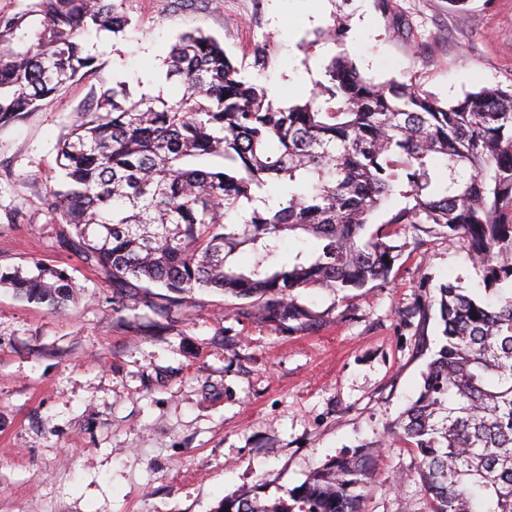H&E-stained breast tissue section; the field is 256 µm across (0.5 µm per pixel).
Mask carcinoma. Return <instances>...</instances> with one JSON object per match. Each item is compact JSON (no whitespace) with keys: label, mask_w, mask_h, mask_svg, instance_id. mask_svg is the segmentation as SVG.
<instances>
[{"label":"carcinoma","mask_w":512,"mask_h":512,"mask_svg":"<svg viewBox=\"0 0 512 512\" xmlns=\"http://www.w3.org/2000/svg\"><path fill=\"white\" fill-rule=\"evenodd\" d=\"M129 24L124 0L0 11V123L61 99L96 62L85 36ZM167 66L176 99L136 100L122 81L93 89L56 145L45 212L112 283V304L127 308L132 288L208 290L284 323L301 315L300 288L388 283L399 246L369 231L379 212L467 239L489 298L444 283L417 306L427 319L439 305L445 343L390 434L421 456L431 512H512V90L442 104L368 81L339 53L311 96L286 107L200 31L177 37ZM204 156L221 164L190 165ZM305 237L313 248L284 258ZM244 251L247 266L236 261ZM3 285L55 314L76 293L66 269L46 264L0 271ZM373 447L385 444L329 461L299 487L297 507L241 494L221 512H363Z\"/></svg>","instance_id":"1"}]
</instances>
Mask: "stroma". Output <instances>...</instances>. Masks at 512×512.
<instances>
[{
    "mask_svg": "<svg viewBox=\"0 0 512 512\" xmlns=\"http://www.w3.org/2000/svg\"><path fill=\"white\" fill-rule=\"evenodd\" d=\"M124 35L86 36L96 67L53 106L0 124V268L67 269L66 314L0 288V512H219L246 492L263 502L335 457L386 435L419 393L442 343L416 300L444 283L483 295L467 243L409 226L383 287L301 289L303 318L282 326L246 301L137 290L132 307L62 245L43 199L55 145L91 89L121 80L166 101L178 34L218 38L242 76L292 105L345 50L366 79H397L441 101L512 88V0H125ZM342 44L317 41L335 23ZM272 64L253 68L255 44ZM420 457L390 441L371 468L364 512H430Z\"/></svg>",
    "mask_w": 512,
    "mask_h": 512,
    "instance_id": "obj_1",
    "label": "stroma"
}]
</instances>
